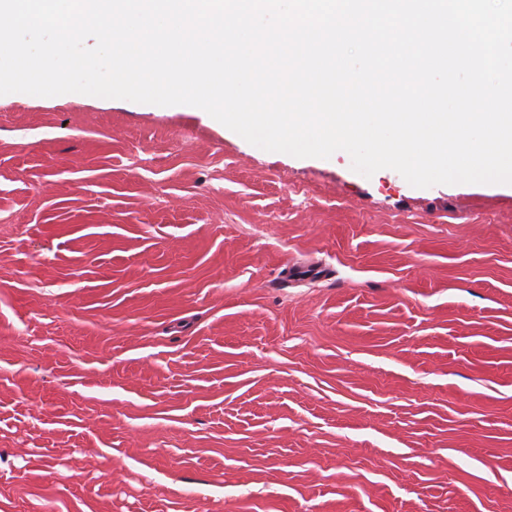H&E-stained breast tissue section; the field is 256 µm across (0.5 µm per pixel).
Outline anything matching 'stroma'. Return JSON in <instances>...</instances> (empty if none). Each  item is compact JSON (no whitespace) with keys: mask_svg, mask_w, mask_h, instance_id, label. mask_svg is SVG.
I'll list each match as a JSON object with an SVG mask.
<instances>
[{"mask_svg":"<svg viewBox=\"0 0 512 512\" xmlns=\"http://www.w3.org/2000/svg\"><path fill=\"white\" fill-rule=\"evenodd\" d=\"M0 512H512V185L0 95Z\"/></svg>","mask_w":512,"mask_h":512,"instance_id":"stroma-1","label":"stroma"}]
</instances>
